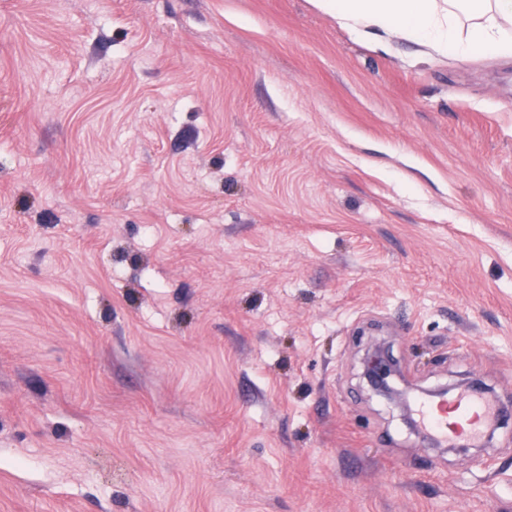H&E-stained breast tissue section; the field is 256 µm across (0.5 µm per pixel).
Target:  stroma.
I'll use <instances>...</instances> for the list:
<instances>
[{"instance_id": "obj_1", "label": "stroma", "mask_w": 512, "mask_h": 512, "mask_svg": "<svg viewBox=\"0 0 512 512\" xmlns=\"http://www.w3.org/2000/svg\"><path fill=\"white\" fill-rule=\"evenodd\" d=\"M512 62L314 0H0V512H512ZM395 361L390 355L377 357L371 361L366 380L370 391L375 396L390 399L394 390L391 383L395 375ZM449 412L453 413L451 421ZM418 414L427 430L448 443H455L460 437L478 439L497 417L494 406L475 393L457 394L442 402L420 403Z\"/></svg>"}]
</instances>
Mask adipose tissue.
I'll use <instances>...</instances> for the list:
<instances>
[{"mask_svg":"<svg viewBox=\"0 0 512 512\" xmlns=\"http://www.w3.org/2000/svg\"><path fill=\"white\" fill-rule=\"evenodd\" d=\"M353 33L391 31L458 60L512 57V0H316Z\"/></svg>","mask_w":512,"mask_h":512,"instance_id":"ef3b65f1","label":"adipose tissue"}]
</instances>
